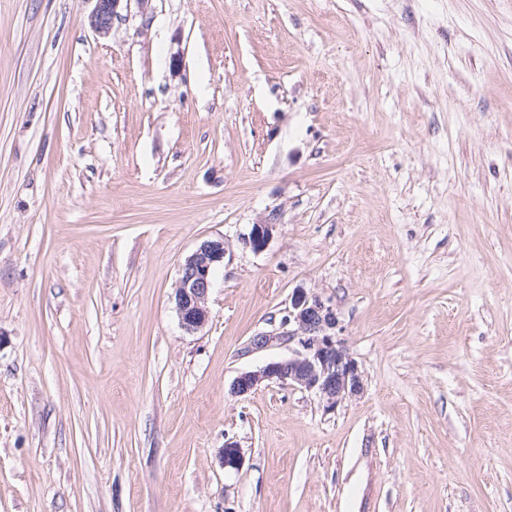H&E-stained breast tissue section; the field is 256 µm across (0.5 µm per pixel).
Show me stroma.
Listing matches in <instances>:
<instances>
[{"label":"stroma","mask_w":512,"mask_h":512,"mask_svg":"<svg viewBox=\"0 0 512 512\" xmlns=\"http://www.w3.org/2000/svg\"><path fill=\"white\" fill-rule=\"evenodd\" d=\"M93 7L0 0V512H512V0ZM298 288L332 410L230 391ZM94 8L89 16V25L99 36H106L112 29L114 19L120 17L119 9L124 0H92ZM276 220V216L271 215L263 222L252 225L249 233L241 238L243 246L255 252L262 251L273 237V233L278 226ZM226 251L224 239L205 240L181 265L175 303L181 326L186 332H197L209 319L207 302L212 274L223 264Z\"/></svg>","instance_id":"1"}]
</instances>
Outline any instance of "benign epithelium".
I'll return each instance as SVG.
<instances>
[{
	"instance_id": "1",
	"label": "benign epithelium",
	"mask_w": 512,
	"mask_h": 512,
	"mask_svg": "<svg viewBox=\"0 0 512 512\" xmlns=\"http://www.w3.org/2000/svg\"><path fill=\"white\" fill-rule=\"evenodd\" d=\"M89 25L100 36L109 34L114 19L120 17L124 0H94ZM277 228L276 215L251 225L241 238L244 247L255 252L263 250ZM226 245L222 239L200 243L181 265L175 291L176 310L183 329L194 333L207 323V306L212 274L224 263ZM340 331L336 308L330 300L317 293L299 289L294 292L282 331L254 336L250 348L256 351L284 342L296 343L301 352L287 360L271 361L255 371L238 375L231 392L236 396L251 393L264 381H280L313 392L329 409L363 390L358 363L338 338ZM242 461L241 451L233 441L224 442V467L236 469Z\"/></svg>"
}]
</instances>
